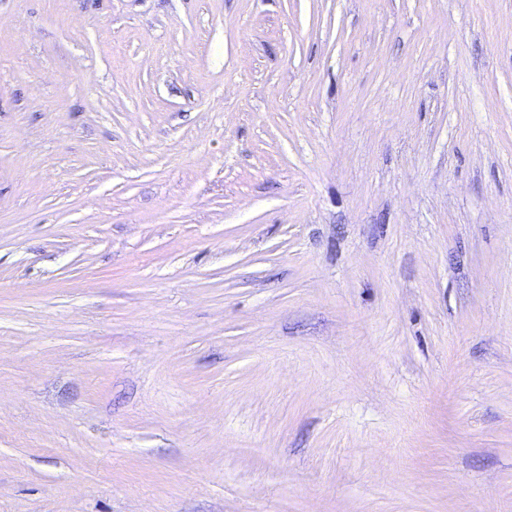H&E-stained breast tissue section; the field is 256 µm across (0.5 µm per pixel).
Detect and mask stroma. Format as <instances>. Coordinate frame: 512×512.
Returning a JSON list of instances; mask_svg holds the SVG:
<instances>
[{
    "instance_id": "1",
    "label": "stroma",
    "mask_w": 512,
    "mask_h": 512,
    "mask_svg": "<svg viewBox=\"0 0 512 512\" xmlns=\"http://www.w3.org/2000/svg\"><path fill=\"white\" fill-rule=\"evenodd\" d=\"M0 512H512V0H0Z\"/></svg>"
}]
</instances>
